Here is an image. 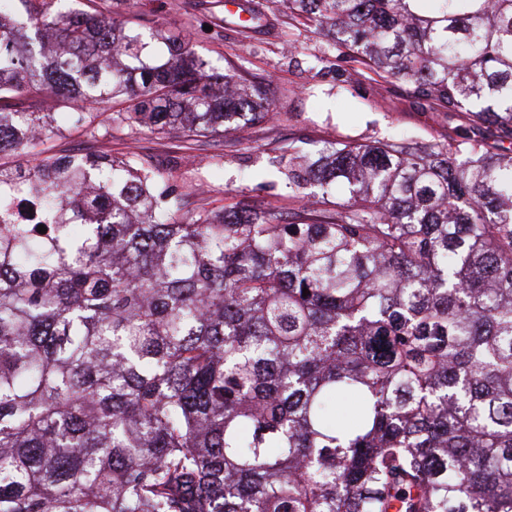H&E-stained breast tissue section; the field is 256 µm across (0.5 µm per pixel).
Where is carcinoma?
<instances>
[{"mask_svg":"<svg viewBox=\"0 0 512 512\" xmlns=\"http://www.w3.org/2000/svg\"><path fill=\"white\" fill-rule=\"evenodd\" d=\"M0 10V512H512V0H289L384 81L495 129L271 158L293 197L188 212L54 113L206 137L265 84L68 0ZM47 232L41 234L38 226Z\"/></svg>","mask_w":512,"mask_h":512,"instance_id":"obj_1","label":"carcinoma"}]
</instances>
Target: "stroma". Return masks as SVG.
<instances>
[{"label": "stroma", "mask_w": 512, "mask_h": 512, "mask_svg": "<svg viewBox=\"0 0 512 512\" xmlns=\"http://www.w3.org/2000/svg\"><path fill=\"white\" fill-rule=\"evenodd\" d=\"M93 5L126 27L159 31L153 43L156 57L168 56L169 38L187 35L196 54L215 70L233 67L246 82L270 85L272 119L195 140L136 126L108 135L75 123L71 102L20 96L23 106L55 115L59 134L44 143L46 155L80 152L151 160L172 173L171 184L188 211L239 202L276 209L289 220L300 202L288 196L269 166L279 148L292 143L309 150L339 139L372 142L402 133L438 141L449 127L473 126L470 113L434 111L409 97L403 84L376 79L343 50L327 51L325 37L311 27L249 37L235 25L220 26L224 0H93Z\"/></svg>", "instance_id": "obj_1"}]
</instances>
